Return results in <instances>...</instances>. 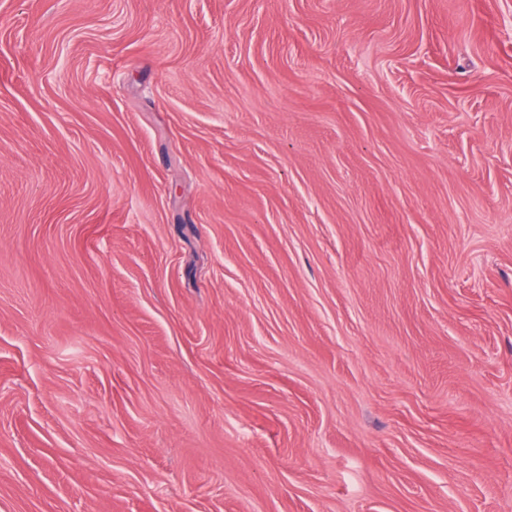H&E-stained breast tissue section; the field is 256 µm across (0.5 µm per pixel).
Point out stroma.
Returning <instances> with one entry per match:
<instances>
[{"label":"stroma","mask_w":512,"mask_h":512,"mask_svg":"<svg viewBox=\"0 0 512 512\" xmlns=\"http://www.w3.org/2000/svg\"><path fill=\"white\" fill-rule=\"evenodd\" d=\"M0 512H512V0H0Z\"/></svg>","instance_id":"35a3bbf8"}]
</instances>
